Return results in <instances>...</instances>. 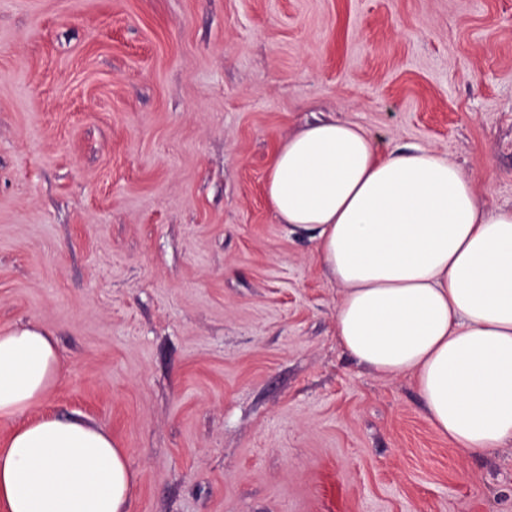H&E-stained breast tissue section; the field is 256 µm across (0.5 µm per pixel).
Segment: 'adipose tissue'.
I'll return each mask as SVG.
<instances>
[{"label":"adipose tissue","instance_id":"1","mask_svg":"<svg viewBox=\"0 0 512 512\" xmlns=\"http://www.w3.org/2000/svg\"><path fill=\"white\" fill-rule=\"evenodd\" d=\"M282 223L317 233L342 287L336 336L377 374L410 377L461 452L512 444V209L485 211L436 151L380 153L321 122L279 148L266 180ZM65 370L35 324L0 333V418L41 404ZM126 449L78 418L42 416L0 447V512H128Z\"/></svg>","mask_w":512,"mask_h":512}]
</instances>
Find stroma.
Listing matches in <instances>:
<instances>
[{
  "instance_id": "1",
  "label": "stroma",
  "mask_w": 512,
  "mask_h": 512,
  "mask_svg": "<svg viewBox=\"0 0 512 512\" xmlns=\"http://www.w3.org/2000/svg\"><path fill=\"white\" fill-rule=\"evenodd\" d=\"M318 119L511 209L512 0H0V331L67 364L31 415L125 448L129 512H512V445L357 363L268 201Z\"/></svg>"
}]
</instances>
